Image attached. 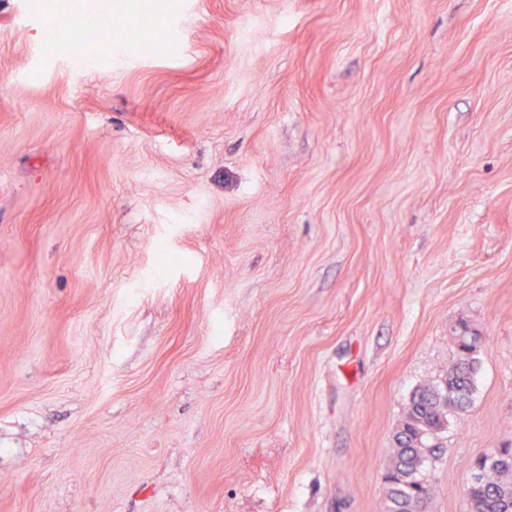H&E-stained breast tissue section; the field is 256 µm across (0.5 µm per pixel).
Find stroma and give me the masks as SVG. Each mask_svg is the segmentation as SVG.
Here are the masks:
<instances>
[{"label": "stroma", "instance_id": "obj_1", "mask_svg": "<svg viewBox=\"0 0 512 512\" xmlns=\"http://www.w3.org/2000/svg\"><path fill=\"white\" fill-rule=\"evenodd\" d=\"M0 0V512H384L512 444V0ZM148 23L176 56L125 32ZM452 342L458 353L457 364L440 385L417 389L410 397L405 415L394 435L395 446L384 477L386 483L385 512H418L427 489L420 475L436 456L440 434L448 425V402L451 393L458 401L457 410L465 408L470 399L473 374L477 368L476 353L483 336L473 332L466 322H459Z\"/></svg>", "mask_w": 512, "mask_h": 512}]
</instances>
